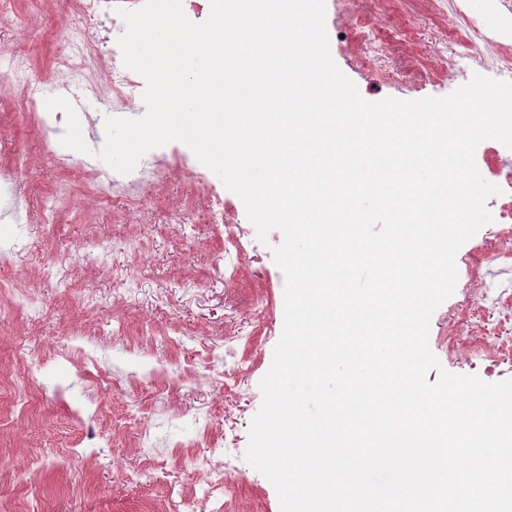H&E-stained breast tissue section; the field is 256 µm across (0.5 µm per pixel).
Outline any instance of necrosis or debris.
<instances>
[{
  "label": "necrosis or debris",
  "instance_id": "obj_1",
  "mask_svg": "<svg viewBox=\"0 0 512 512\" xmlns=\"http://www.w3.org/2000/svg\"><path fill=\"white\" fill-rule=\"evenodd\" d=\"M113 3L114 0H64L61 43L50 74L33 69L25 48L8 46L0 49V79L12 89L9 111L22 113L43 131L45 154L58 167L86 179L95 208L106 206L113 215L122 217L134 210L148 187L163 182L172 172L184 170L185 160L156 148L129 174L100 167L95 155L61 145L66 120L62 113L48 111L45 105L46 98L61 92H79L96 106L94 113L84 116L93 125L112 113L133 109L136 75L124 66L122 53L113 49L110 38L112 31L125 28ZM464 25L457 46L469 67L486 72L512 70V53L503 41L485 34L482 21L468 17ZM23 166L24 159L20 156L12 162L0 163L1 266L9 264L17 245V226L27 223L30 216L18 192ZM495 175L503 187V197L499 221L489 227L483 251L487 261L504 270L512 265V168L500 167ZM230 458L229 448L215 443L208 455L192 460L194 469L201 475L194 494L211 503L212 512H224L222 495Z\"/></svg>",
  "mask_w": 512,
  "mask_h": 512
}]
</instances>
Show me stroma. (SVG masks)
<instances>
[{
	"label": "stroma",
	"mask_w": 512,
	"mask_h": 512,
	"mask_svg": "<svg viewBox=\"0 0 512 512\" xmlns=\"http://www.w3.org/2000/svg\"><path fill=\"white\" fill-rule=\"evenodd\" d=\"M17 2L28 28L24 47L37 71L47 72L55 50L54 4ZM452 3L440 0L433 10L426 0H326L331 56L368 101L447 96L474 75L464 66L448 74L432 56L433 47L447 48L453 34ZM0 127V160L16 153L28 158L21 175L28 197L36 202L56 188L66 193L56 223L20 226L25 249L0 271L18 287L35 289L42 308L34 321L21 311L0 315V512H166L175 492L183 512H208L194 495L193 478L174 487L163 471L145 476L131 467L138 419L171 398L175 411L158 421L159 435L178 446L170 465L207 453L197 435L201 419L209 418L215 437L235 443L237 471L229 478L226 512H280L275 487L244 453L263 401L260 383L283 330L285 276L274 258L281 230L253 240L236 277L225 279L224 238L251 222L242 199L229 190L223 226L208 223L204 208L181 210L183 199L221 187L206 166L152 187L138 216L116 225L84 209V185L63 179L43 153L37 127L1 111ZM482 239L475 234L458 250L456 288L434 312L428 342L440 370L493 383L512 378V340L458 351L450 334L468 315L467 282L471 268L483 265ZM102 245L110 249L109 267H84L81 256ZM67 263L73 288L43 277V266ZM116 318L126 326L124 335L112 333ZM89 326L109 336L116 360L165 361L166 383L120 390L100 385L112 366L94 362L92 340L80 333ZM58 341L74 346V356L50 358ZM229 344L236 355L225 357L230 379L219 394L199 356L223 355ZM188 368L197 371L196 379H187Z\"/></svg>",
	"instance_id": "1"
}]
</instances>
